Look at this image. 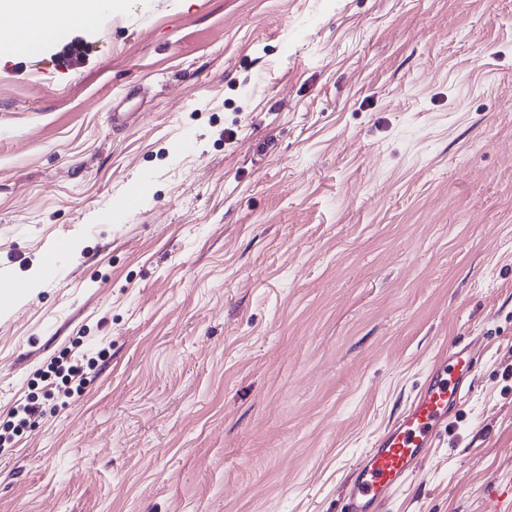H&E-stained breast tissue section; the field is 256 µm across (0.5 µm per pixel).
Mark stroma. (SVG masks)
<instances>
[{
  "label": "stroma",
  "instance_id": "35a3bbf8",
  "mask_svg": "<svg viewBox=\"0 0 512 512\" xmlns=\"http://www.w3.org/2000/svg\"><path fill=\"white\" fill-rule=\"evenodd\" d=\"M45 264L0 308V512H337L444 342L477 380L384 512H482L512 472V0H120L0 47V277ZM56 373L62 376L61 378L64 383V389L62 390V393L65 397L70 396L73 392V389L68 385L78 382L76 385V390L78 391L81 385L84 383V380H86L85 375L87 374L85 372L84 365L78 361L69 363L67 366L62 363H57Z\"/></svg>",
  "mask_w": 512,
  "mask_h": 512
}]
</instances>
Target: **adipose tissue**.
Returning <instances> with one entry per match:
<instances>
[{
    "label": "adipose tissue",
    "mask_w": 512,
    "mask_h": 512,
    "mask_svg": "<svg viewBox=\"0 0 512 512\" xmlns=\"http://www.w3.org/2000/svg\"><path fill=\"white\" fill-rule=\"evenodd\" d=\"M52 12V28H68L91 25L98 11L95 0H0V16L12 20L9 27L0 26V45L23 48L39 45L49 29L37 26V18L44 12Z\"/></svg>",
    "instance_id": "obj_1"
}]
</instances>
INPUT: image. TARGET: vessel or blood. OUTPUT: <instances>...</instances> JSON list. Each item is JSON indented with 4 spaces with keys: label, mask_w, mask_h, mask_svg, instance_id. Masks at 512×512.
Wrapping results in <instances>:
<instances>
[{
    "label": "vessel or blood",
    "mask_w": 512,
    "mask_h": 512,
    "mask_svg": "<svg viewBox=\"0 0 512 512\" xmlns=\"http://www.w3.org/2000/svg\"><path fill=\"white\" fill-rule=\"evenodd\" d=\"M474 368L470 347L438 351L416 395L353 465L339 512H383L392 493L417 476L430 449L451 434ZM497 482L487 512H512V473Z\"/></svg>",
    "instance_id": "1"
}]
</instances>
